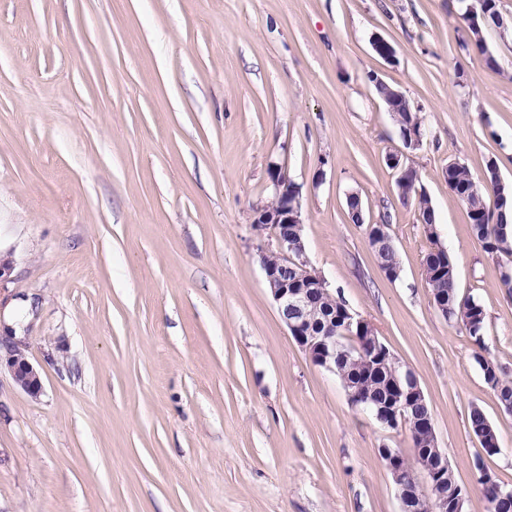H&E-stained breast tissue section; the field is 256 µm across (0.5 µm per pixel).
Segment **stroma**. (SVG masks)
Masks as SVG:
<instances>
[{
  "label": "stroma",
  "instance_id": "stroma-1",
  "mask_svg": "<svg viewBox=\"0 0 512 512\" xmlns=\"http://www.w3.org/2000/svg\"><path fill=\"white\" fill-rule=\"evenodd\" d=\"M464 0H0V512H400L378 450L412 457L314 365L272 301L252 222L278 165L302 187L303 241L427 398L438 446L488 512L475 459L512 485L505 256L448 189L452 161L512 182V31L467 51ZM381 36L394 62L371 46ZM424 117L406 149L374 79ZM406 153L483 346L429 298V247L385 163ZM358 193L364 221L345 197ZM388 222L389 281L365 227ZM480 407L500 451L480 453ZM5 363L21 390L33 397L41 393L43 386L40 373L22 351L10 349ZM476 360L481 366L485 380L496 391L499 403L506 410L504 401L512 404V382L502 379L500 368L494 362L482 356H477Z\"/></svg>",
  "mask_w": 512,
  "mask_h": 512
}]
</instances>
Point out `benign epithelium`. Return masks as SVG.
Here are the masks:
<instances>
[{
	"instance_id": "benign-epithelium-1",
	"label": "benign epithelium",
	"mask_w": 512,
	"mask_h": 512,
	"mask_svg": "<svg viewBox=\"0 0 512 512\" xmlns=\"http://www.w3.org/2000/svg\"><path fill=\"white\" fill-rule=\"evenodd\" d=\"M386 162L396 174V187L404 199L410 197L408 175L411 166L406 157L389 153ZM272 198L275 206L262 205L254 211L253 225L259 231L268 232L265 251H276L286 262L293 265L298 277L292 281L282 274L278 265H263L266 283L280 318L291 336L306 352L311 362L330 373L336 372V352L346 348L344 341L352 340L360 334L372 338V355L358 351L360 359L366 361L392 360L400 369L390 385V391L384 402L379 403L358 391L350 392L349 399L367 408L377 419H383L396 427L405 426L416 432L417 425L407 415L411 403L422 397L419 382L411 370L397 360L389 348L375 338V328L359 313L345 308L339 326H329L328 332L315 333L311 328L310 297L314 290L329 291L325 279L310 265L300 235L288 236V225L295 229L303 228L302 187L292 181L279 167L271 180ZM6 366L16 385L32 397L42 391V380L38 369L26 355L14 348L9 350ZM379 456L398 490L401 512H463L468 495L467 490L455 485L448 488V458L440 454L437 464L415 473L409 461L395 448L386 446L378 449Z\"/></svg>"
}]
</instances>
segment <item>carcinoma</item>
Returning <instances> with one entry per match:
<instances>
[{"label": "carcinoma", "instance_id": "carcinoma-1", "mask_svg": "<svg viewBox=\"0 0 512 512\" xmlns=\"http://www.w3.org/2000/svg\"><path fill=\"white\" fill-rule=\"evenodd\" d=\"M398 112L394 121L400 138L410 133L423 135L425 125L420 116L419 107L405 97L397 102ZM487 180L481 182L474 178L470 169L457 162L448 163L446 177L448 189L468 209L472 231L482 243L485 252L491 255L512 256V226L507 221V211L512 207V186L500 184L496 172L485 167ZM494 199V207H489L486 197ZM346 206L352 221L363 223V203L356 193L346 195ZM417 220L423 225L427 238L433 243L422 259L425 281L434 293L435 302L447 307L448 320L460 322L469 336L484 335L486 313L479 301L472 297L458 298L455 288V271L447 252L439 246L435 227V211L425 196H420L417 204ZM380 266L389 271L399 265L396 249L391 246L373 248ZM346 302L329 294L314 296L311 322L315 328L322 330L330 319L340 313ZM476 360L481 366L485 380L496 391L499 403L512 404V382L501 377L497 364L478 355ZM395 372L393 363L372 361L364 363L355 356H341L336 360V376L344 389L361 387L376 398H383L387 393V384ZM469 427L472 433L485 440L496 435L493 425L482 409L474 407L469 415ZM430 433H422L420 440L412 443L415 464L423 466L432 461L434 448Z\"/></svg>", "mask_w": 512, "mask_h": 512}]
</instances>
